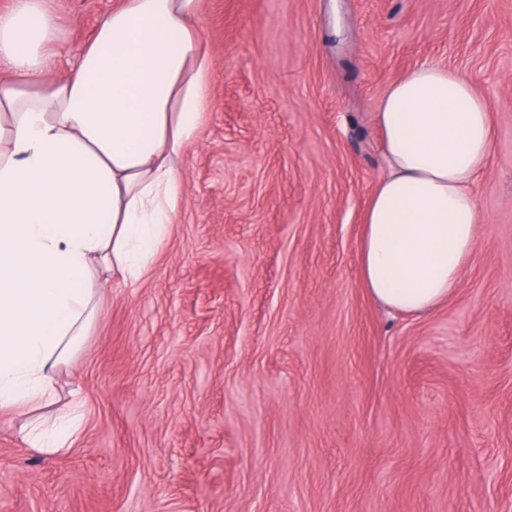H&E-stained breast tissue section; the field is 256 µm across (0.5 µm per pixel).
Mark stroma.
Listing matches in <instances>:
<instances>
[{
  "label": "stroma",
  "instance_id": "stroma-1",
  "mask_svg": "<svg viewBox=\"0 0 512 512\" xmlns=\"http://www.w3.org/2000/svg\"><path fill=\"white\" fill-rule=\"evenodd\" d=\"M119 0H50L65 73ZM214 77L138 282L101 289L55 399L0 417V512H512V0H201ZM493 121L455 296L360 278L373 113L424 62ZM81 431L33 452L73 398Z\"/></svg>",
  "mask_w": 512,
  "mask_h": 512
}]
</instances>
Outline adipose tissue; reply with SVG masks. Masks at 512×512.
Segmentation results:
<instances>
[{"instance_id":"obj_1","label":"adipose tissue","mask_w":512,"mask_h":512,"mask_svg":"<svg viewBox=\"0 0 512 512\" xmlns=\"http://www.w3.org/2000/svg\"><path fill=\"white\" fill-rule=\"evenodd\" d=\"M199 11L121 0L60 78L46 0L0 12V413L53 399L101 274L138 281L167 235L213 77ZM373 120L384 172L362 217L360 277L383 307L423 316L454 295L478 242L490 113L458 71L424 63L390 84ZM80 426L73 404L28 443L55 450Z\"/></svg>"}]
</instances>
